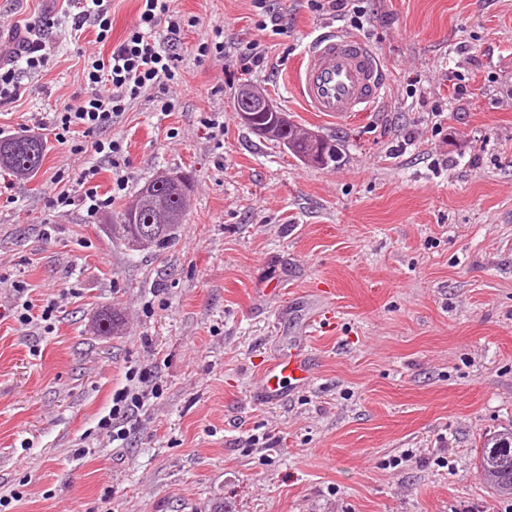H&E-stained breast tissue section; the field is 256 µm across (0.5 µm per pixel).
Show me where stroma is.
Returning <instances> with one entry per match:
<instances>
[{
  "label": "stroma",
  "mask_w": 512,
  "mask_h": 512,
  "mask_svg": "<svg viewBox=\"0 0 512 512\" xmlns=\"http://www.w3.org/2000/svg\"><path fill=\"white\" fill-rule=\"evenodd\" d=\"M268 6L284 33L257 29L254 0H175L196 21L179 36L175 107L130 105L115 127L129 187L96 217L50 208L73 161L52 135L34 177L0 172V512H512L476 466L512 427V0H365L386 95L340 124L306 112L288 79L336 15ZM109 7L107 40L91 23L74 40L66 0H0L1 57L28 27L47 46L0 104V138L85 97V53L110 54L138 2ZM216 29L223 54L198 56ZM255 43L265 61L247 72ZM247 84L340 140L341 165L305 166L242 124ZM213 112L217 137L201 123ZM161 170L192 179L187 222L131 253L106 226ZM106 314L119 325L103 334ZM291 349L312 377L258 400ZM144 368L159 393L113 443L99 421Z\"/></svg>",
  "instance_id": "obj_1"
}]
</instances>
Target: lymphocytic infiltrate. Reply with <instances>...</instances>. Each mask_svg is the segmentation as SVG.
Here are the masks:
<instances>
[{
	"label": "lymphocytic infiltrate",
	"instance_id": "obj_1",
	"mask_svg": "<svg viewBox=\"0 0 512 512\" xmlns=\"http://www.w3.org/2000/svg\"><path fill=\"white\" fill-rule=\"evenodd\" d=\"M137 16L124 40L109 56H93L84 63L83 74L89 93L78 105L55 113L48 124L56 142L69 146L72 154L85 161L76 179L79 195L68 190L51 192L50 208L66 211L85 207L88 216H96L122 198L128 186L123 174L127 157L121 138L113 136L130 104L142 96H152L157 111L175 107L169 95L179 82L178 56L174 41L181 32V20L173 0H138ZM82 133L83 142L72 139ZM112 169V188L100 193L98 177L103 166Z\"/></svg>",
	"mask_w": 512,
	"mask_h": 512
}]
</instances>
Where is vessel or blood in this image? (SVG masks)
Masks as SVG:
<instances>
[{"label":"vessel or blood","mask_w":512,"mask_h":512,"mask_svg":"<svg viewBox=\"0 0 512 512\" xmlns=\"http://www.w3.org/2000/svg\"><path fill=\"white\" fill-rule=\"evenodd\" d=\"M291 83L306 111L340 122L354 112H369L383 99L386 73L373 45L342 30L314 34L294 69ZM309 375L305 358L291 353L274 358L262 377V393L278 400L285 383Z\"/></svg>","instance_id":"1"}]
</instances>
